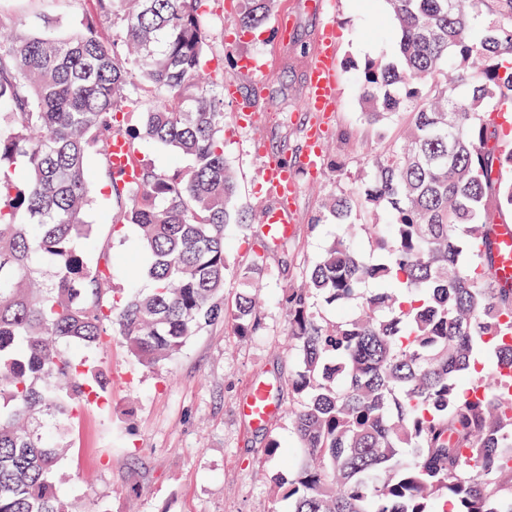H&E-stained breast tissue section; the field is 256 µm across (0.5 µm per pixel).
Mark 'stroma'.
<instances>
[{
    "label": "stroma",
    "mask_w": 512,
    "mask_h": 512,
    "mask_svg": "<svg viewBox=\"0 0 512 512\" xmlns=\"http://www.w3.org/2000/svg\"><path fill=\"white\" fill-rule=\"evenodd\" d=\"M91 9L89 0H0V15L12 29L34 31L41 14L54 16L56 31L69 33ZM274 14H288L293 27L286 39L265 24L257 36L234 44L224 41L228 15L208 12L204 32L213 50L203 59L205 70L221 71L224 79L254 94L256 119L237 127L232 110L224 112V153L238 173L234 204L249 209L260 222L273 197L260 180L255 144L268 153L301 166L306 129L323 122L324 164L318 175L299 178L295 231L284 250L267 257L263 329L259 335L236 336L230 324L219 323L193 336L169 363L148 369L137 363L120 338L88 357L112 378L105 399L86 401L69 430V452L60 461V492L86 512L105 506L107 512H287L276 502L273 480L287 474L298 458L297 441L288 416L294 401L286 380L299 357L288 341V316L279 304L281 291L299 287L304 267L336 233L333 224H316L326 198L353 191L373 156L400 140L404 125H365L360 119L361 94L350 61L394 57L397 33L385 0H275ZM336 28L340 95L335 112L326 118L303 111L308 53L325 21ZM368 52H361V45ZM271 60V73L260 83L241 72L242 56ZM343 161V175L334 164ZM88 172L93 202L87 219L97 238L116 258L112 286L121 292L135 283L142 261L134 226L112 222V202L98 155ZM277 383L285 412L268 429L251 426L239 401L252 381ZM280 450L267 457V436Z\"/></svg>",
    "instance_id": "35a3bbf8"
}]
</instances>
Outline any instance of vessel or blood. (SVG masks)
Returning a JSON list of instances; mask_svg holds the SVG:
<instances>
[{
	"label": "vessel or blood",
	"mask_w": 512,
	"mask_h": 512,
	"mask_svg": "<svg viewBox=\"0 0 512 512\" xmlns=\"http://www.w3.org/2000/svg\"><path fill=\"white\" fill-rule=\"evenodd\" d=\"M338 96L336 29L329 22L309 56L303 107L308 112H332L336 109ZM323 150L321 129L312 126L308 132L306 149V165L309 170L320 168ZM129 156V143L124 138H115L112 142L113 170L125 181L131 182L135 179V172L128 162ZM260 177L277 194L276 202L263 213V233L276 239L288 237L294 229L295 200L299 191L295 170L279 157L267 154L262 159ZM495 269L499 279L512 280V224L508 222L498 227ZM240 409L253 425L262 426L280 413L281 406L267 386L255 384L250 386L240 403Z\"/></svg>",
	"instance_id": "obj_1"
}]
</instances>
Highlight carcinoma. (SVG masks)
<instances>
[{
	"label": "carcinoma",
	"instance_id": "carcinoma-1",
	"mask_svg": "<svg viewBox=\"0 0 512 512\" xmlns=\"http://www.w3.org/2000/svg\"><path fill=\"white\" fill-rule=\"evenodd\" d=\"M203 2L94 0L67 35L0 37V512H80L59 492L66 422L112 378L63 344L92 350L115 334L154 368L208 326L261 330L252 289L272 246L254 250L259 230L234 209L224 79L201 65ZM241 2L239 28L268 19L271 0ZM387 5L397 60L353 68L365 123L408 128L357 191L326 200L317 222L343 231L282 295L300 359L288 393L301 459L274 495L288 512H512V283L494 268L496 226L512 212V137L500 122L512 112V0ZM103 16L115 34H100ZM130 108L142 109L132 128ZM116 135L191 164L142 163L127 183L113 172ZM94 149L116 219L137 227L148 256L146 287L118 296L112 265L92 268L76 247L107 250L87 220ZM357 209L375 221L353 222ZM233 224L253 260L228 310ZM360 236L370 253L355 249ZM355 301L352 316L315 311Z\"/></svg>",
	"mask_w": 512,
	"mask_h": 512
}]
</instances>
